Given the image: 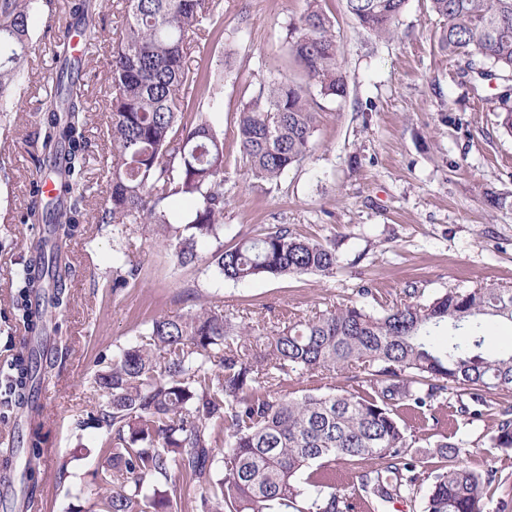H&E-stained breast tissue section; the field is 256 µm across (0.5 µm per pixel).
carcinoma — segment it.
<instances>
[{
  "mask_svg": "<svg viewBox=\"0 0 512 512\" xmlns=\"http://www.w3.org/2000/svg\"><path fill=\"white\" fill-rule=\"evenodd\" d=\"M406 0H345L366 31L387 37ZM443 19L440 47L480 62L486 76L512 78V0H429ZM37 0H0V122L29 64ZM71 21L58 31L55 81L37 107L28 145L38 168L57 175V195L31 186L19 223L31 225L28 259L10 280V315L36 336L40 300L67 307L75 275L63 243L89 223L93 186L89 94L74 76L99 49L96 16L108 0H66ZM218 0H125L121 37L112 49L103 158L107 203L96 223L112 226V287L125 288L138 267L123 246L130 226L152 227L182 264L199 259L201 242L224 236V134L203 108L219 103L221 77L187 64L191 37L220 34ZM79 38L83 53L73 54ZM288 47L301 73L260 88L239 112L240 151L253 174L275 182L315 147L317 98L344 97L333 20L321 0L288 27ZM178 197L189 207L173 210ZM224 278L260 274L333 276L336 246L296 234L286 224L212 253ZM488 318L512 323V288L483 284L429 300L413 286L379 314L356 304L300 317L281 330L235 324L219 306L151 319L140 344L122 348L93 376L105 401L78 418L104 429V462L89 493L100 512H172L180 491L196 512H354L355 500L384 512L395 501L422 498L423 512H487L496 474L466 465V450L435 445L444 465L415 458L419 443L400 413L423 410L452 390L459 412L468 402L512 396V348L485 351ZM40 351L25 341L0 375V409L33 413L31 447L40 444L42 407L34 404ZM352 371L357 388L326 383L300 397L282 394L297 373L332 380ZM224 431L222 469L215 432ZM490 446L512 450V404L498 411ZM358 470L357 488L336 484V465ZM185 481L177 484L175 478Z\"/></svg>",
  "mask_w": 512,
  "mask_h": 512,
  "instance_id": "carcinoma-1",
  "label": "carcinoma"
}]
</instances>
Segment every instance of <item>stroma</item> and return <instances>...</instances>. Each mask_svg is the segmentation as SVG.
Instances as JSON below:
<instances>
[{
    "mask_svg": "<svg viewBox=\"0 0 512 512\" xmlns=\"http://www.w3.org/2000/svg\"><path fill=\"white\" fill-rule=\"evenodd\" d=\"M101 48L87 69L95 128H103L109 99V60L120 28L122 0H109ZM335 19L347 79L342 98L321 99L310 156L274 183L256 179L237 141L242 106L270 80L292 74L286 34L304 0H220V41L194 40L190 67L224 73L220 106L210 119L224 134V237L202 244V259L181 266L172 247L133 225L126 246L139 265L129 287H112V229L87 224L68 240L76 269L67 284L69 306L46 311L42 335L50 364L43 407L42 445L31 456L24 413L0 416V449L15 450L0 467V512H20L27 495L42 494L45 512H97L83 488L93 484L105 432L76 429L78 415L102 403L91 376L121 347L137 344L148 323L203 306L223 307L233 321L265 330L295 316L356 303L378 313L407 285L430 299L454 288L512 286V135L499 125L498 97L507 83L464 75L465 56L438 44L443 22L428 0H407L396 32L379 38L363 30L344 0H323ZM62 0L38 4L31 64L16 95L8 132H0V372L20 348L24 332L7 318L9 281L28 252L29 225L19 223L34 167L25 139L48 81L43 56L54 30L65 25ZM505 196L499 208L487 194ZM277 224L336 245L342 267L331 277L259 275L245 282L219 276L207 260L217 247ZM455 396L435 403L420 429L428 445L449 440L467 448L465 461L503 477L497 497L512 493V450L490 447L494 409L465 417Z\"/></svg>",
    "mask_w": 512,
    "mask_h": 512,
    "instance_id": "35a3bbf8",
    "label": "stroma"
}]
</instances>
